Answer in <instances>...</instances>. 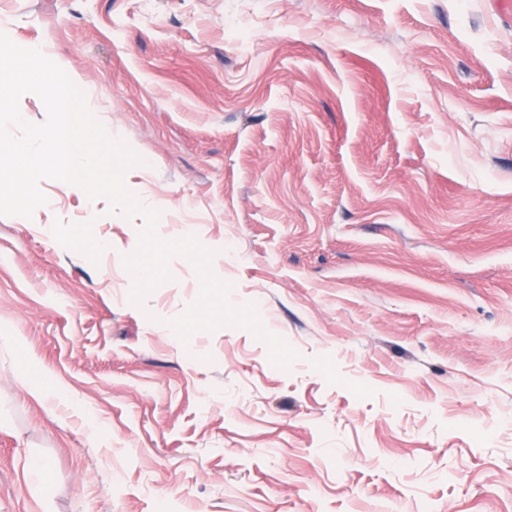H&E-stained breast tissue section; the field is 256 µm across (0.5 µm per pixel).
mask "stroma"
I'll list each match as a JSON object with an SVG mask.
<instances>
[{
  "instance_id": "stroma-1",
  "label": "stroma",
  "mask_w": 512,
  "mask_h": 512,
  "mask_svg": "<svg viewBox=\"0 0 512 512\" xmlns=\"http://www.w3.org/2000/svg\"><path fill=\"white\" fill-rule=\"evenodd\" d=\"M249 33L241 46L233 29ZM290 370L144 307L141 216H0V512H512V22L489 0H0ZM42 457L53 488L28 471Z\"/></svg>"
}]
</instances>
